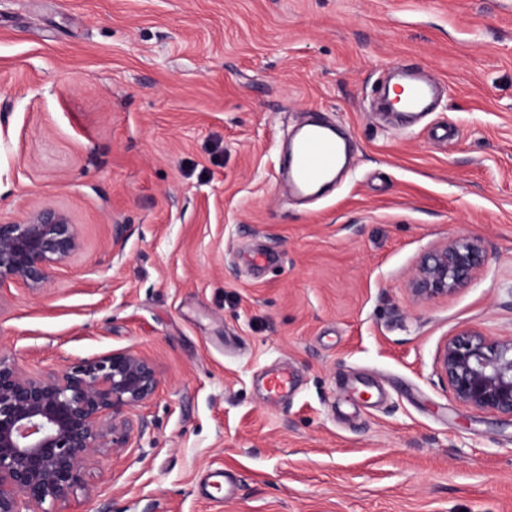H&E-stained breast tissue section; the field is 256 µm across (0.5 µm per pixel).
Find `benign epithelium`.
I'll use <instances>...</instances> for the list:
<instances>
[{"instance_id": "1", "label": "benign epithelium", "mask_w": 512, "mask_h": 512, "mask_svg": "<svg viewBox=\"0 0 512 512\" xmlns=\"http://www.w3.org/2000/svg\"><path fill=\"white\" fill-rule=\"evenodd\" d=\"M81 247L62 209L41 207L0 222V287L40 290ZM486 261L479 239L460 235L427 252L408 282L416 300L468 286ZM435 373L453 397L477 411L512 417V336L466 328L447 339ZM159 387L145 357L116 351L57 373L37 374L0 355V512H47L84 483V463L102 448L117 454L148 427L133 411Z\"/></svg>"}]
</instances>
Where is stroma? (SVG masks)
Returning <instances> with one entry per match:
<instances>
[{"instance_id":"1","label":"stroma","mask_w":512,"mask_h":512,"mask_svg":"<svg viewBox=\"0 0 512 512\" xmlns=\"http://www.w3.org/2000/svg\"><path fill=\"white\" fill-rule=\"evenodd\" d=\"M393 63L446 85L411 125L372 109ZM312 118L352 151L303 200L283 163ZM43 206L82 245L0 288V353L160 379L63 512H512V420L434 373L460 329L512 334V0H0V220ZM455 235L486 266L413 300Z\"/></svg>"}]
</instances>
